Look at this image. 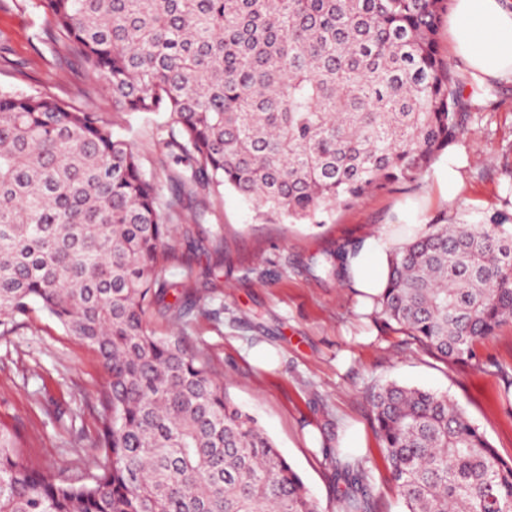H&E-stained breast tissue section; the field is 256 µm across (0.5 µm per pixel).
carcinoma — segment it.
Returning a JSON list of instances; mask_svg holds the SVG:
<instances>
[{
    "mask_svg": "<svg viewBox=\"0 0 512 512\" xmlns=\"http://www.w3.org/2000/svg\"><path fill=\"white\" fill-rule=\"evenodd\" d=\"M449 0H13L112 110L166 114L163 188L94 111L0 90V336L38 309L107 376L79 482L31 465L0 418V512H316L297 470L224 390L164 278L173 220L230 189L265 223H315L414 182L472 118L438 32ZM345 247L309 269L342 276ZM377 316L449 364L512 321V231L438 224L397 252ZM372 412L402 512H512L503 458L448 396L382 385ZM340 512H377L367 460L335 458Z\"/></svg>",
    "mask_w": 512,
    "mask_h": 512,
    "instance_id": "cac0c4a2",
    "label": "carcinoma"
}]
</instances>
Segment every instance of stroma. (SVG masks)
Returning <instances> with one entry per match:
<instances>
[{"mask_svg":"<svg viewBox=\"0 0 512 512\" xmlns=\"http://www.w3.org/2000/svg\"><path fill=\"white\" fill-rule=\"evenodd\" d=\"M0 87L42 92L76 108L102 113L116 135L139 150L146 172L167 182L159 135L164 114L130 115L112 109L110 95L79 61L61 63L38 20L28 11L0 10ZM452 148L470 164L457 205L480 216L512 205V82L491 84ZM434 179L376 191L336 210L321 224H259L233 191L208 197L205 224L195 241L176 236L179 256L165 278L178 284L186 271L201 302L182 321L189 345L216 368L231 399L257 419L294 465L318 512H339L336 470L323 451L358 428L370 485L382 512H401L386 480L370 395L396 381L452 398L504 458H512V322L476 347L477 358L455 366L426 353L380 319L360 315L357 293L342 280L311 275L306 265L337 244H355L396 223L397 209L425 194ZM266 345L279 359L265 370L248 359ZM105 383L95 352L69 336L42 311L0 336V417L21 422L30 460L49 471L82 478L96 454L97 398Z\"/></svg>","mask_w":512,"mask_h":512,"instance_id":"1","label":"stroma"}]
</instances>
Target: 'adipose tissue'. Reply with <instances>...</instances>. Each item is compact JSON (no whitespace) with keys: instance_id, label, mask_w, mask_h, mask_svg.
<instances>
[{"instance_id":"adipose-tissue-1","label":"adipose tissue","mask_w":512,"mask_h":512,"mask_svg":"<svg viewBox=\"0 0 512 512\" xmlns=\"http://www.w3.org/2000/svg\"><path fill=\"white\" fill-rule=\"evenodd\" d=\"M451 54L473 83L512 80V0H453L448 14ZM465 156L451 153L435 172L439 201L453 205L464 185ZM426 207L409 202L391 228L362 238L349 248L344 279L358 293L363 313H374L388 282L391 260L401 244L430 231Z\"/></svg>"}]
</instances>
